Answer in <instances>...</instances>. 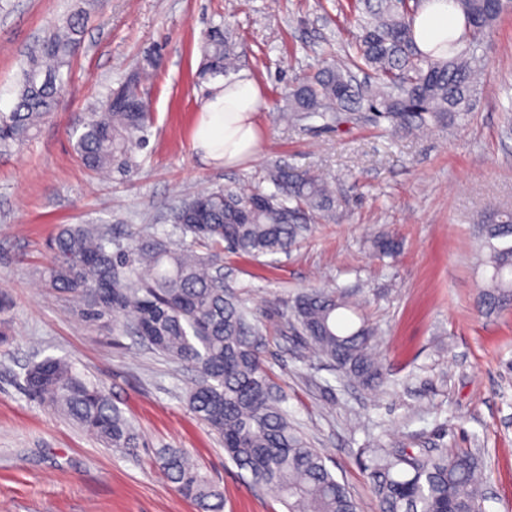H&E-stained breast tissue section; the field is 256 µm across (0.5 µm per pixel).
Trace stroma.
<instances>
[{"instance_id":"obj_1","label":"stroma","mask_w":512,"mask_h":512,"mask_svg":"<svg viewBox=\"0 0 512 512\" xmlns=\"http://www.w3.org/2000/svg\"><path fill=\"white\" fill-rule=\"evenodd\" d=\"M349 0H0V112L16 101L21 68L48 31L76 11L84 29L55 112L32 141L0 154V512H199L164 480L158 453L186 451L224 495V512H286L264 486L246 483L221 437L185 403L193 376L130 333L92 323L40 275L60 225H102L128 251L131 226L177 243L172 212L186 198L261 184L295 166L332 180L343 220L313 226L288 252L224 256V280L256 313L265 367L284 408L361 512H378L356 452L377 443L411 450L468 449L492 474L488 512H512V310L483 315L488 275L472 227L512 208V12L484 43L489 63L467 120L426 135H388L363 111L324 129L283 123L293 78L353 55L360 30ZM227 25L240 68L265 91L261 147L235 169L201 161L192 127L214 84L201 46ZM163 64L143 84L154 121L125 172L87 170L73 129L144 53ZM399 244L391 257L374 236ZM344 293L377 330L387 373L370 391L347 383L286 333L279 313L303 289ZM68 360L109 392L142 446L105 447L23 388L27 367Z\"/></svg>"}]
</instances>
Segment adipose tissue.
Returning <instances> with one entry per match:
<instances>
[{
    "instance_id": "1",
    "label": "adipose tissue",
    "mask_w": 512,
    "mask_h": 512,
    "mask_svg": "<svg viewBox=\"0 0 512 512\" xmlns=\"http://www.w3.org/2000/svg\"><path fill=\"white\" fill-rule=\"evenodd\" d=\"M414 31L420 50H431L449 33H463L462 13L448 0H424ZM263 101L262 87L247 71L216 84L201 109L192 140L202 161L231 168L254 157L261 145L255 119Z\"/></svg>"
}]
</instances>
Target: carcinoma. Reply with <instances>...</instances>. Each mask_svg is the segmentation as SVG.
<instances>
[{
	"mask_svg": "<svg viewBox=\"0 0 512 512\" xmlns=\"http://www.w3.org/2000/svg\"><path fill=\"white\" fill-rule=\"evenodd\" d=\"M465 34L448 37L440 53L418 50L413 32L417 11L402 0H354L361 30L352 65H329L288 88V123L317 120L330 129L341 113L362 106L388 121L393 131L452 126L465 121L483 88L481 48L507 11L504 0H455ZM83 12L71 14L38 44L21 70L14 107L0 112V152L30 141L49 117L64 89L80 42ZM205 72L216 78L236 68L227 30H210L202 47ZM366 66L374 81L360 82L351 67ZM160 65L149 53L137 72L109 94L76 128V153L89 170L129 166L133 137L152 116L142 81ZM268 180L276 191L217 189L200 193L176 209L184 241L172 245L130 231L133 248L113 253L112 240L94 224H65L43 267L48 285L72 294L90 322L112 320L132 330L150 348L190 366L195 379L188 408L224 440V450L250 482L276 493L288 512H359L319 451L288 419L284 397L263 362V336L254 315L224 282V248L255 257L286 252L309 225L342 206L329 183L308 170L277 166ZM490 268L479 298L486 314L512 308V211L490 212L478 227ZM351 310L333 288L299 294L281 311L285 327L303 347L330 362L342 377L374 390L385 370L374 356L376 330L366 322L349 327ZM24 389L40 404L69 417L107 447H139L134 422L100 387L63 358L46 357L25 372ZM363 469L379 512H484L481 491L490 482L469 451L417 454L378 444L360 449ZM159 463L175 491L198 501L203 512H223L215 489L179 448H163Z\"/></svg>",
	"mask_w": 512,
	"mask_h": 512,
	"instance_id": "1",
	"label": "carcinoma"
}]
</instances>
